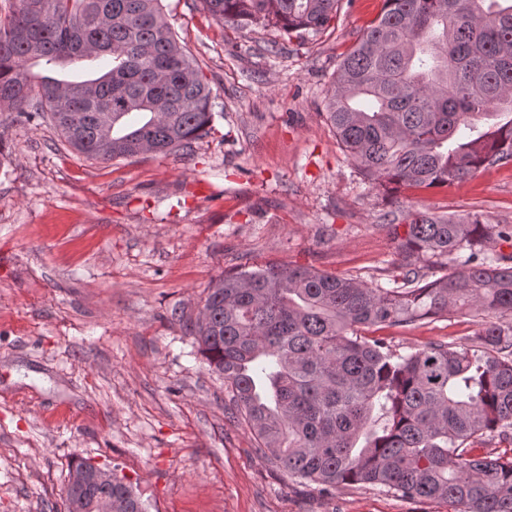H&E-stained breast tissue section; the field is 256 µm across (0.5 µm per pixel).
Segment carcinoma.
<instances>
[{"mask_svg": "<svg viewBox=\"0 0 512 512\" xmlns=\"http://www.w3.org/2000/svg\"><path fill=\"white\" fill-rule=\"evenodd\" d=\"M0 11V107L28 124L51 118L91 159L189 149L213 120L212 88L165 20L161 0H8ZM233 28L273 23L315 35L340 0H203ZM384 0L336 72L325 117L362 179L428 188L512 161V0ZM109 59L79 79L51 69ZM402 274L388 288L305 266L226 272L192 325L209 370L232 391L269 459L329 494L383 486L455 512H512L511 224L478 215H409ZM438 264L448 273L429 279ZM468 310L465 341L397 354L361 331ZM145 512L132 485L64 490L66 512Z\"/></svg>", "mask_w": 512, "mask_h": 512, "instance_id": "carcinoma-1", "label": "carcinoma"}]
</instances>
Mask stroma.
I'll list each match as a JSON object with an SVG mask.
<instances>
[{"mask_svg": "<svg viewBox=\"0 0 512 512\" xmlns=\"http://www.w3.org/2000/svg\"><path fill=\"white\" fill-rule=\"evenodd\" d=\"M213 90L191 149L102 161L50 120L0 112V512H63L79 456L126 478L146 512H454L381 486L331 495L275 467L189 324L210 285L253 264L365 283L399 277L407 212L512 224V163L448 186L362 181L323 114L383 0H342L322 35L232 30L201 0H162ZM458 313L385 327L399 353L474 336Z\"/></svg>", "mask_w": 512, "mask_h": 512, "instance_id": "35a3bbf8", "label": "stroma"}]
</instances>
